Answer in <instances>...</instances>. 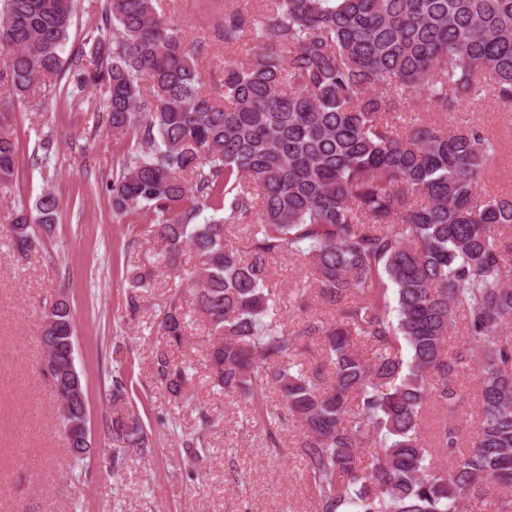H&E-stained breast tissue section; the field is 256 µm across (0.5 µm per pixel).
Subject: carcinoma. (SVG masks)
Here are the masks:
<instances>
[{
	"label": "carcinoma",
	"mask_w": 512,
	"mask_h": 512,
	"mask_svg": "<svg viewBox=\"0 0 512 512\" xmlns=\"http://www.w3.org/2000/svg\"><path fill=\"white\" fill-rule=\"evenodd\" d=\"M235 2L224 0L214 30L246 58L224 61L216 101L198 64L204 43L165 21L157 0H103L100 23L67 58L72 0H0V82L23 97L50 84L73 108L100 112V126L129 144L112 171V212L150 216L131 243L155 244L165 267L184 248L199 260L159 306L165 345L152 376L175 399L193 383L195 369L170 353L186 341L190 303L209 325L214 392L253 405L243 424L275 453L281 409L301 424L315 512H467L490 487V512H512V341L501 336L512 323V195L482 194L497 145L480 126L401 117L413 99L445 115L489 97L512 110V0ZM12 122L0 110L6 195L18 177ZM55 154L47 134L32 163L48 168ZM58 212L49 186L33 208L13 202L15 251L52 235ZM283 254L307 265L295 301L313 291L336 315L291 333L281 325L267 281ZM153 276L127 271L130 311ZM459 319L468 336L450 352ZM74 336L70 305L49 303L42 372L56 387L70 379ZM465 369L476 371L477 426L463 442L444 420L429 445L424 409L454 403ZM76 376L58 406L64 429L88 426ZM259 381L282 407L264 404ZM129 390L112 377L113 405ZM200 422L181 433L196 457L223 417L206 409ZM112 437L149 452L133 414L112 418ZM81 442L69 445L73 474L86 468Z\"/></svg>",
	"instance_id": "cac0c4a2"
}]
</instances>
